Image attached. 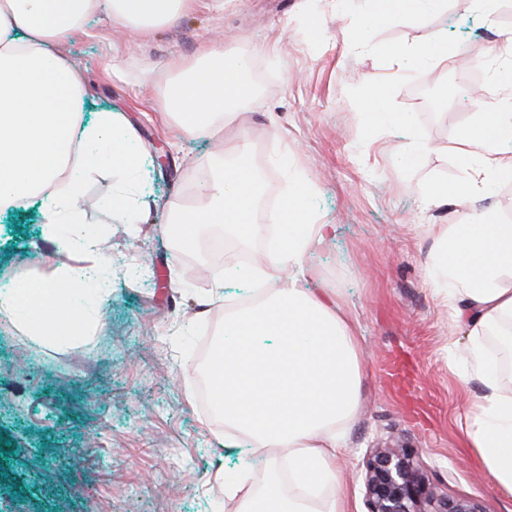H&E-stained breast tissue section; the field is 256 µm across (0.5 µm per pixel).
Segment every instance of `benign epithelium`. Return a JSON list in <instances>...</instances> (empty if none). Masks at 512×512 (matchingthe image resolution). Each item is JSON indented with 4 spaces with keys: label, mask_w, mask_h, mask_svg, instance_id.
Wrapping results in <instances>:
<instances>
[{
    "label": "benign epithelium",
    "mask_w": 512,
    "mask_h": 512,
    "mask_svg": "<svg viewBox=\"0 0 512 512\" xmlns=\"http://www.w3.org/2000/svg\"><path fill=\"white\" fill-rule=\"evenodd\" d=\"M364 505L366 512H485L479 502L430 482L407 447L377 449L368 458Z\"/></svg>",
    "instance_id": "benign-epithelium-1"
}]
</instances>
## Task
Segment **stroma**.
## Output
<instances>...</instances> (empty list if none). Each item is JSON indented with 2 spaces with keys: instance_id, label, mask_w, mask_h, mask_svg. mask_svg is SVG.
<instances>
[{
  "instance_id": "1",
  "label": "stroma",
  "mask_w": 512,
  "mask_h": 512,
  "mask_svg": "<svg viewBox=\"0 0 512 512\" xmlns=\"http://www.w3.org/2000/svg\"><path fill=\"white\" fill-rule=\"evenodd\" d=\"M363 10L361 0H232L221 11L196 0L174 24L144 34L97 15L65 45L89 91L83 122L103 108L121 110L146 148L167 145L170 162L165 170L145 162L140 224L112 221L119 166L103 164L83 184L84 227L107 238L113 270L91 334H74L66 315L40 339L0 323V512H225V474L246 469L261 481V457L224 447L198 397L201 366L187 347L220 339L225 305L251 289L212 295L197 316L196 298L212 294V282L163 227L173 207L200 200L206 158L243 131L251 163L266 169L265 193L280 200L292 185L274 162L289 144L316 210L335 227L307 264L357 324L362 404L336 482L351 512H364L367 455L404 445L449 495L477 500L485 512H512V497L464 446L466 416L484 387L463 378L471 338L429 282L439 235L460 207H429L420 194L429 181L465 176L448 147L477 118L470 69L482 74L483 98L512 94L494 79L512 73V0H497L489 14L474 0H445L430 19L404 25L370 24ZM440 43L447 67L401 69L400 53ZM206 45L230 48L231 61L266 71L270 81L224 130L181 137L161 110L166 66ZM464 56L470 69L460 65ZM372 77L385 79L390 111L405 113L426 143L415 157L398 153L401 131H364L355 93ZM40 218L31 201L23 215L0 222V285L62 262ZM133 261L142 271L126 275Z\"/></svg>"
}]
</instances>
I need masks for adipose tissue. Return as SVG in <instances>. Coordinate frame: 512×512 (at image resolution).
Here are the masks:
<instances>
[{
	"label": "adipose tissue",
	"mask_w": 512,
	"mask_h": 512,
	"mask_svg": "<svg viewBox=\"0 0 512 512\" xmlns=\"http://www.w3.org/2000/svg\"><path fill=\"white\" fill-rule=\"evenodd\" d=\"M194 2L0 0V211L23 197L41 198L45 234L70 257L52 275L34 273L0 289V317L26 335L45 334L44 320L33 312L37 305L91 322L112 285V263L101 241L59 232L78 223L82 184L96 166L111 160L122 165L126 180L112 190L113 215L123 224L141 220L138 132L123 113L109 109L80 123L86 87L64 45L102 10L112 25L146 33L169 25ZM169 68L162 108L186 133L223 128L250 93L220 47L190 60L173 58ZM452 152L474 168L476 178L429 183L430 204L466 202L512 177V96L486 102L475 130ZM284 163L295 186L273 220L288 232L267 247L249 275L268 289L253 305L225 310L224 340L213 352L209 376L222 396L225 443L268 456L274 471L287 462L288 486L272 479L260 491L250 477L236 476L225 480L224 499L233 512H349L335 486L341 431L361 398L357 327L336 300L308 286L305 255L331 227L311 207L312 191L292 152H285ZM209 170L206 200L174 210L172 223L187 225L194 237L202 225L225 224L238 238H250L258 188L248 141L214 156ZM442 237L432 280L473 339L469 374L485 387L464 444L499 489L512 494V387L486 368L479 343L493 335L512 350V224L494 213L469 211Z\"/></svg>",
	"instance_id": "obj_1"
}]
</instances>
